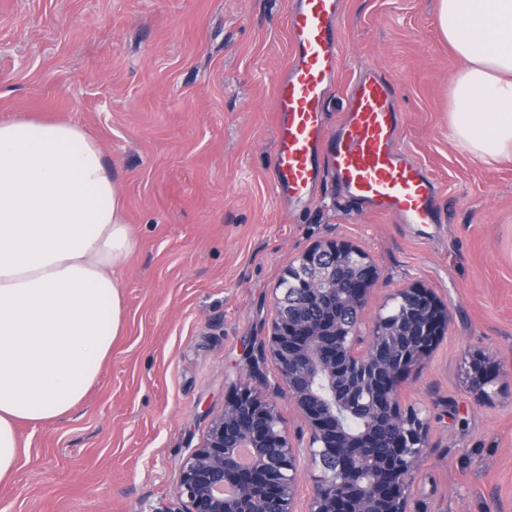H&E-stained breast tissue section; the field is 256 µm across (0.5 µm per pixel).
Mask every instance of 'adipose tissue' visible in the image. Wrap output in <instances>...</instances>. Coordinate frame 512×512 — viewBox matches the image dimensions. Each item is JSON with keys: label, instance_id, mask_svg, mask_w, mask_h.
<instances>
[{"label": "adipose tissue", "instance_id": "ef3b65f1", "mask_svg": "<svg viewBox=\"0 0 512 512\" xmlns=\"http://www.w3.org/2000/svg\"><path fill=\"white\" fill-rule=\"evenodd\" d=\"M462 66L450 89L456 146L512 156V0H437ZM136 243L120 180L79 125L0 121V481L17 427L58 420L85 396L124 320L116 275Z\"/></svg>", "mask_w": 512, "mask_h": 512}]
</instances>
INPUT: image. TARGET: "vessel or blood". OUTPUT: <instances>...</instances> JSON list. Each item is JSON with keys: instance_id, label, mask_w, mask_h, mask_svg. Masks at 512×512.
<instances>
[{"instance_id": "b4317fda", "label": "vessel or blood", "mask_w": 512, "mask_h": 512, "mask_svg": "<svg viewBox=\"0 0 512 512\" xmlns=\"http://www.w3.org/2000/svg\"><path fill=\"white\" fill-rule=\"evenodd\" d=\"M343 0H295L288 15L290 63L274 89L275 144L270 174L280 196L302 200L323 172L360 208L406 224H433L435 183L398 148L401 113L392 83L360 71L334 129L325 106L340 69Z\"/></svg>"}]
</instances>
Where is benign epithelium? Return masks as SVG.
I'll return each mask as SVG.
<instances>
[{"mask_svg": "<svg viewBox=\"0 0 512 512\" xmlns=\"http://www.w3.org/2000/svg\"><path fill=\"white\" fill-rule=\"evenodd\" d=\"M350 256L363 277L344 301L359 313L376 276L375 265L363 250L345 241H327L304 252L297 268L311 294L334 299L338 285L333 269ZM399 296L423 312L431 336L383 363L377 350H392L398 340L397 326L389 318L373 322L370 347L359 355L354 345L364 327L361 319L351 323L326 316L295 320L288 313V294L275 295L268 355L279 374L277 389L305 416L308 444L291 438L261 391L241 388L224 411L211 418L203 442L183 461L175 490L182 504L179 512H294L302 457L308 460L313 481L307 512H374L373 505L381 498L388 503L386 512H408L410 476L427 447L428 433L423 424L402 412L396 383L436 345L448 317L427 288H405ZM357 389L371 391L373 400L388 405L398 428V436L390 443L394 471L391 463L365 456L357 437L336 424L337 410H353L351 392ZM239 448L253 449L250 465L240 463ZM336 458L342 460L338 470L325 473L323 460ZM226 487L233 490L232 495H224Z\"/></svg>", "mask_w": 512, "mask_h": 512, "instance_id": "1", "label": "benign epithelium"}]
</instances>
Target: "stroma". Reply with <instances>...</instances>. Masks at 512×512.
Instances as JSON below:
<instances>
[{"instance_id":"stroma-1","label":"stroma","mask_w":512,"mask_h":512,"mask_svg":"<svg viewBox=\"0 0 512 512\" xmlns=\"http://www.w3.org/2000/svg\"><path fill=\"white\" fill-rule=\"evenodd\" d=\"M292 0H0V118L78 124L121 181L136 242L119 277L124 325L84 399L18 427L0 512H177L180 467L261 356L284 270L331 239L378 276L371 322L405 288L448 312L437 346L398 386L428 426L409 512H512V158L450 136L460 63L435 0H344L334 126L362 67L392 82L400 145L438 185L435 224L356 213L330 176L297 201L269 182L273 91ZM498 368L478 392L475 356ZM259 363L247 377L246 363Z\"/></svg>"}]
</instances>
